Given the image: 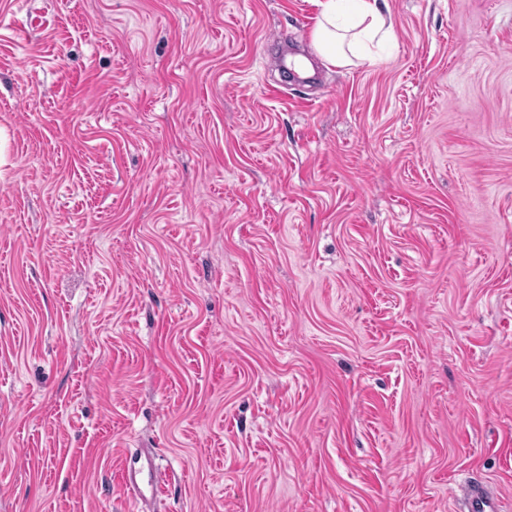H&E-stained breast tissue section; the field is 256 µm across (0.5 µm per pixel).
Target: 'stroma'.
Listing matches in <instances>:
<instances>
[{
	"label": "stroma",
	"mask_w": 512,
	"mask_h": 512,
	"mask_svg": "<svg viewBox=\"0 0 512 512\" xmlns=\"http://www.w3.org/2000/svg\"><path fill=\"white\" fill-rule=\"evenodd\" d=\"M384 11L0 0V512H512V0ZM345 2H351L348 20L342 21ZM319 13L313 29L315 49L328 66L377 63L371 47L391 34V24L378 0H316ZM499 510L497 500L492 495H488L482 486L471 487L467 512H499Z\"/></svg>",
	"instance_id": "35a3bbf8"
}]
</instances>
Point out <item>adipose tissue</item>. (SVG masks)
<instances>
[{
	"label": "adipose tissue",
	"instance_id": "obj_1",
	"mask_svg": "<svg viewBox=\"0 0 512 512\" xmlns=\"http://www.w3.org/2000/svg\"><path fill=\"white\" fill-rule=\"evenodd\" d=\"M315 49L326 65L375 64L372 45L387 38L391 26L378 0H316Z\"/></svg>",
	"mask_w": 512,
	"mask_h": 512
}]
</instances>
